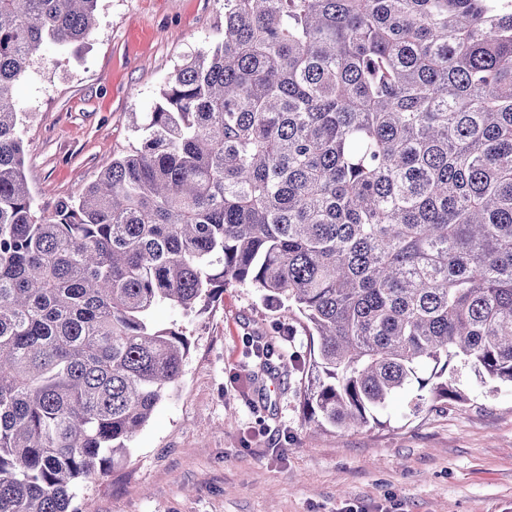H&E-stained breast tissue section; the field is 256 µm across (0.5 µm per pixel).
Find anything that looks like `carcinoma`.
I'll return each instance as SVG.
<instances>
[{
  "label": "carcinoma",
  "instance_id": "carcinoma-1",
  "mask_svg": "<svg viewBox=\"0 0 512 512\" xmlns=\"http://www.w3.org/2000/svg\"><path fill=\"white\" fill-rule=\"evenodd\" d=\"M98 0H0V512H92L179 381L169 303L230 282L317 338L304 400L363 427L456 359L512 385V0H224V38L139 146L52 210L24 174L18 78L78 52Z\"/></svg>",
  "mask_w": 512,
  "mask_h": 512
}]
</instances>
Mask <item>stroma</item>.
I'll use <instances>...</instances> for the list:
<instances>
[{"instance_id": "1", "label": "stroma", "mask_w": 512, "mask_h": 512, "mask_svg": "<svg viewBox=\"0 0 512 512\" xmlns=\"http://www.w3.org/2000/svg\"><path fill=\"white\" fill-rule=\"evenodd\" d=\"M223 0H99L81 59L47 47L19 79L25 176L53 207L138 146L186 59L220 42ZM156 327L190 341L182 377L130 444L127 464L76 490L93 512H512V388L464 363L448 375L466 403L389 402L376 422L322 431L308 421L313 341L294 312L250 284L226 285L202 313L166 304ZM274 345L260 367L253 351Z\"/></svg>"}]
</instances>
